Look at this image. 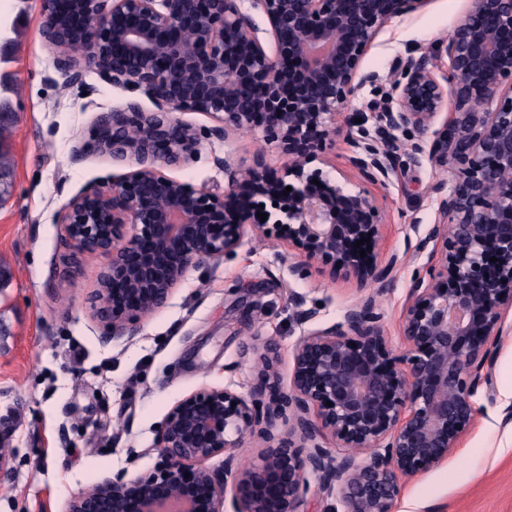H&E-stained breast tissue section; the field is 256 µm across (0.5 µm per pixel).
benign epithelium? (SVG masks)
Listing matches in <instances>:
<instances>
[{
	"mask_svg": "<svg viewBox=\"0 0 512 512\" xmlns=\"http://www.w3.org/2000/svg\"><path fill=\"white\" fill-rule=\"evenodd\" d=\"M426 3L40 0V35L65 86L84 88L93 70L154 106L129 100L97 113L89 139L72 148L75 162L97 152L131 165L59 214L69 263L111 256L97 272L93 305L106 345L140 335L142 317L168 303L190 268L222 262L248 234L287 241L299 272L316 261L360 290L384 280L398 256L381 269L371 254L357 259L355 247L382 238L375 199L306 169L333 137H348L349 164L383 186L401 166L398 132L415 139L408 159L455 173L452 186L434 187L435 221L414 246L428 256L402 305L405 359L392 357L370 298L327 327L302 331L285 389L279 344L266 338L249 347L261 368L247 393L225 386L185 396L164 418L153 472L105 477L71 497L65 512H300L312 479L337 502L331 512H394L405 480L460 448L477 398L491 388L512 309V0H471L441 49L399 58L389 88L351 114L350 126L336 125L354 93L378 81L362 70L376 37ZM78 42L89 55H74ZM496 96L503 102L491 110ZM450 98L455 111L438 126ZM182 112L212 117L219 141L261 130L287 156V171L226 154L213 156L222 189L166 175L200 150ZM370 119L373 139L363 129ZM283 421L291 422L286 437L278 433ZM254 436L266 448L241 467L237 450ZM325 438L335 449L320 444ZM217 454L221 474L203 466Z\"/></svg>",
	"mask_w": 512,
	"mask_h": 512,
	"instance_id": "1",
	"label": "benign epithelium"
}]
</instances>
